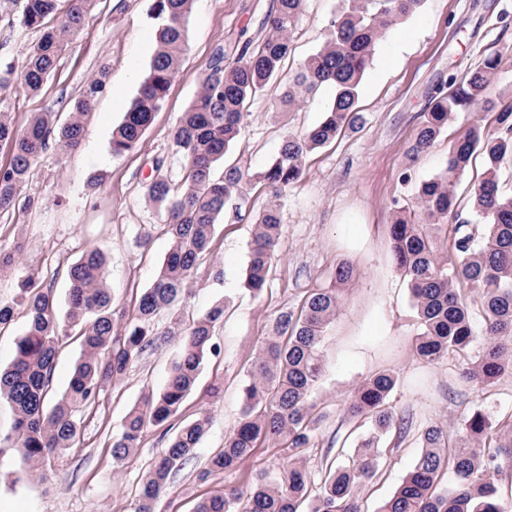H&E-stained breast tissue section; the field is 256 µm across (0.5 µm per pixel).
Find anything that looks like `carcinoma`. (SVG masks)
<instances>
[{"label": "carcinoma", "mask_w": 512, "mask_h": 512, "mask_svg": "<svg viewBox=\"0 0 512 512\" xmlns=\"http://www.w3.org/2000/svg\"><path fill=\"white\" fill-rule=\"evenodd\" d=\"M60 0H23L26 27L40 32L20 69L0 70V89L17 80L36 94L54 75L60 54L87 22L95 0H71L59 14ZM193 0H154L157 49L142 75L137 94L122 120L112 129L110 148L120 156L134 150L154 120L178 72L187 46V16ZM303 0H275L267 18V33L258 43L247 40L215 50L201 89L182 112L172 131V144L185 159L181 183L155 179L149 198L164 211L170 248L160 271L146 288L136 312L128 317L114 307L104 287L106 259L97 248L73 262L68 271L67 309L61 311L52 287L21 263V246L0 247V274L18 275L16 296L0 300V327L9 326L22 310L25 328L15 340L14 357L0 368V404L13 413L9 432L0 433V449L15 450L25 464L16 481L32 468H45L52 458L71 448L81 432V416L100 392L119 381L129 365L148 348L179 336V349L164 386L142 396L112 438V456L121 461L140 447L148 428L175 418L196 387L201 366L216 352L215 327L224 320V301L181 328L180 304L190 293L195 272L211 254L217 221L239 186L251 178L280 196L298 182L304 157L332 143L361 119L359 89L375 47L399 18L415 13L422 0H343L331 20L324 42L298 67L280 100L282 110L297 106L323 86L334 97L322 120L299 135H290L277 155L254 174L233 164L216 168L242 135L243 112L249 99L276 78L291 53L290 33L299 21ZM499 52L482 58L463 77L448 78V89L432 98L417 128L411 153L431 148L456 112L479 104L495 114L496 132L469 127L448 147L443 173L420 184L417 213L399 217L389 227L395 271L407 282L420 320L417 355L438 363L453 355L463 360L466 378L480 387L492 386L512 374V191L500 183L499 167L512 158V104L497 105L490 84L501 70ZM103 77L90 79L62 121L56 112H38L23 126L0 111V152L9 162L0 165V213L35 203L23 197L35 164L53 146L60 153L79 148L83 117L104 91ZM482 156L487 169L471 186L473 212L481 222L461 218L457 197L459 178ZM257 231L248 253L245 285L253 294L267 285L280 241V211L272 204L256 216ZM451 243L439 255L438 239ZM334 288H313L299 311L284 310L272 320L258 346L242 387L237 424L225 434L224 448L201 472L233 473L263 441L289 451L288 466L273 480L261 476L249 486L233 488L203 500L196 512H362L359 493L375 475L379 436L394 424L388 397L396 385L391 373H378L358 389L350 406L354 417L371 420L373 432L355 459L338 464L311 494V477L296 456L311 446L317 418L312 394L325 372L323 342L326 326L336 313ZM166 310L170 325L161 331L157 316ZM482 319L476 334L474 311ZM76 337L78 357L66 389L56 395L53 372L64 340ZM208 426V416L185 423L170 439L142 479L136 512H153L154 502L170 480L195 454ZM422 449L412 470L379 512H508L495 484L504 467H512V419L491 421L480 412L462 420L457 434L429 425L422 431ZM452 474L453 482L442 485Z\"/></svg>", "instance_id": "cac0c4a2"}]
</instances>
